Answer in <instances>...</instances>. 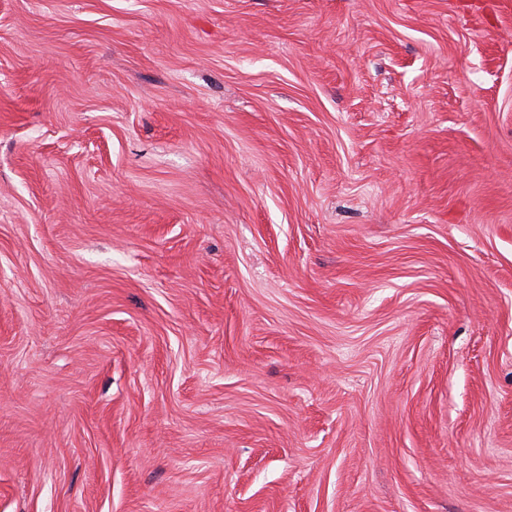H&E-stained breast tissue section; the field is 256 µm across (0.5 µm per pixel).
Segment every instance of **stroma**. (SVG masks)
I'll return each mask as SVG.
<instances>
[{"instance_id": "stroma-1", "label": "stroma", "mask_w": 512, "mask_h": 512, "mask_svg": "<svg viewBox=\"0 0 512 512\" xmlns=\"http://www.w3.org/2000/svg\"><path fill=\"white\" fill-rule=\"evenodd\" d=\"M0 512H512V0H0Z\"/></svg>"}]
</instances>
